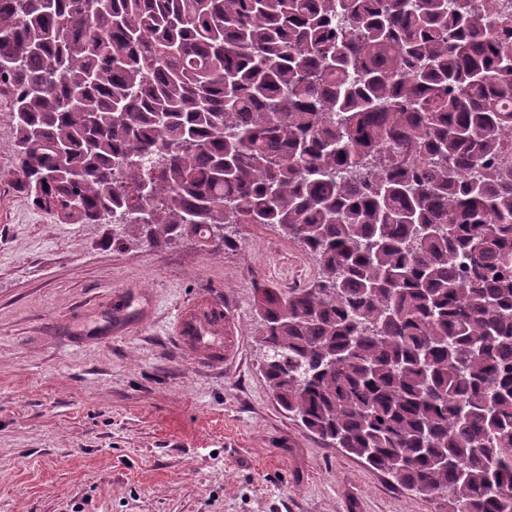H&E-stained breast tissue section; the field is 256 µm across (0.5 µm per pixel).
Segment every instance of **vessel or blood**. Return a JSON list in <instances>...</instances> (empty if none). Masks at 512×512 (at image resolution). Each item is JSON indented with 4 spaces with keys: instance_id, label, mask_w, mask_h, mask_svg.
I'll return each instance as SVG.
<instances>
[{
    "instance_id": "b4317fda",
    "label": "vessel or blood",
    "mask_w": 512,
    "mask_h": 512,
    "mask_svg": "<svg viewBox=\"0 0 512 512\" xmlns=\"http://www.w3.org/2000/svg\"><path fill=\"white\" fill-rule=\"evenodd\" d=\"M231 315L224 305L213 298L203 296L191 306L184 308L177 320L176 330L178 341L192 359L199 362L220 364L235 357L238 344L234 336H225L224 347L220 350L211 349L205 342L204 331L229 328Z\"/></svg>"
}]
</instances>
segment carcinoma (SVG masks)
<instances>
[{
	"label": "carcinoma",
	"mask_w": 512,
	"mask_h": 512,
	"mask_svg": "<svg viewBox=\"0 0 512 512\" xmlns=\"http://www.w3.org/2000/svg\"><path fill=\"white\" fill-rule=\"evenodd\" d=\"M2 102L14 188L62 224L296 244L313 283L253 304L279 405L435 512H512L511 13L0 0Z\"/></svg>",
	"instance_id": "obj_1"
}]
</instances>
